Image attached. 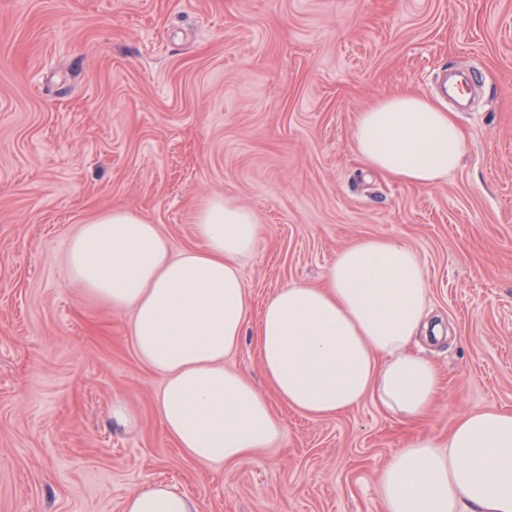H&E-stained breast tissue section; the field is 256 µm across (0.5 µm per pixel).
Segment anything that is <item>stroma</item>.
<instances>
[{"instance_id":"35a3bbf8","label":"stroma","mask_w":512,"mask_h":512,"mask_svg":"<svg viewBox=\"0 0 512 512\" xmlns=\"http://www.w3.org/2000/svg\"><path fill=\"white\" fill-rule=\"evenodd\" d=\"M461 69L460 168L433 187L369 172L358 113ZM216 197L265 228L240 262L257 311L352 242L414 248L452 334L423 346L445 387L420 431L512 411V0H0V512H122L151 483L201 512H383L405 427L377 399L277 405V446L198 464L161 428L131 310L69 283L81 224L123 208L183 251Z\"/></svg>"}]
</instances>
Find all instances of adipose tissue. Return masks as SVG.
I'll return each mask as SVG.
<instances>
[{
    "label": "adipose tissue",
    "instance_id": "obj_1",
    "mask_svg": "<svg viewBox=\"0 0 512 512\" xmlns=\"http://www.w3.org/2000/svg\"><path fill=\"white\" fill-rule=\"evenodd\" d=\"M356 152L371 170L431 187L461 161L465 133L456 113L413 94L379 99L360 112ZM263 226L250 211L216 198L196 215L197 248L173 253L156 225L115 209L67 244V276L116 308L135 312L139 359L164 378L161 425L192 460L235 463L277 443L281 402L332 416L366 396L402 422L424 419L443 389L421 340L445 334L430 310L419 254L387 238L341 250L324 283H287L265 303L257 329L259 390L224 366L245 334L252 303L238 265ZM385 512H512V412L471 409L447 435L408 433L380 469ZM123 512H199L191 497L163 484L127 496Z\"/></svg>",
    "mask_w": 512,
    "mask_h": 512
}]
</instances>
